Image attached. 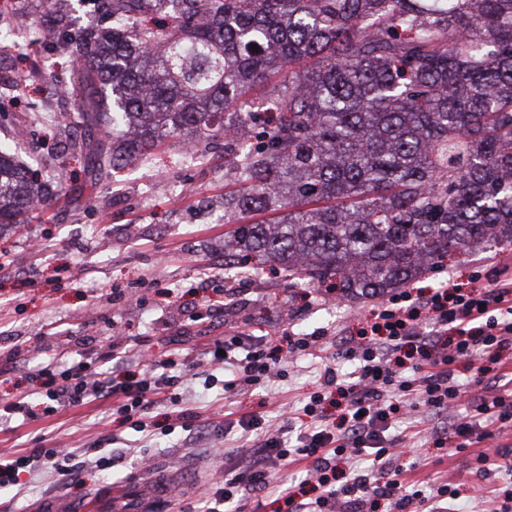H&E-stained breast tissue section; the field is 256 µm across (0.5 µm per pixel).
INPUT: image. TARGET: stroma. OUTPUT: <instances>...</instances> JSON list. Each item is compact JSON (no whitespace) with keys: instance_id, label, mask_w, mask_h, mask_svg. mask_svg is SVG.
Masks as SVG:
<instances>
[{"instance_id":"obj_1","label":"stroma","mask_w":512,"mask_h":512,"mask_svg":"<svg viewBox=\"0 0 512 512\" xmlns=\"http://www.w3.org/2000/svg\"><path fill=\"white\" fill-rule=\"evenodd\" d=\"M13 26L19 41H0V65L26 81L24 96L0 110V140L11 141L18 125L30 132L16 152L34 158L55 152L66 172V189L30 210L22 223L0 228V398L38 391L27 376L65 349L108 350L112 326L138 339L149 351H194L198 365L183 372L176 399L158 403L151 431L131 428L113 414L112 403L97 401L68 408L44 420L0 427V454L21 449L76 450L77 475L62 480L49 467L23 475L19 486L0 492L10 512H38L51 499L83 507L92 497L119 512H138L132 477L140 457L167 471L174 494L153 512H204L226 467L225 433H239L238 421L260 415L278 424L298 416L305 397L320 377L311 356L297 355L282 377L245 390L225 391L222 367L210 364L207 350L232 326L261 324L270 332L326 331V345L336 350L366 319L372 301L350 303L337 293L288 280L268 268H249L244 279L223 278L224 194L233 185L224 173L235 159L223 140L210 144L205 158L178 166L182 147L168 140L154 149L150 163L136 160L99 185L89 183L83 154L70 143L76 137L69 119L73 101L55 93L54 61L59 50L31 43L28 31L44 13L41 0H15ZM56 122H46V115ZM189 180L194 191L179 196L171 182ZM512 263V245L477 252L416 280V287L436 288L447 279L469 284L479 265ZM219 273L208 282L204 269ZM196 417L181 425L178 409ZM112 453V466L96 468L98 449ZM472 448L457 450L453 439L432 438L421 447H401L397 459L416 487L447 480L464 494L479 488L512 487V475H484ZM429 466H422V459Z\"/></svg>"}]
</instances>
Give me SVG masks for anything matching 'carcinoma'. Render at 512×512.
I'll list each match as a JSON object with an SVG mask.
<instances>
[{"label":"carcinoma","mask_w":512,"mask_h":512,"mask_svg":"<svg viewBox=\"0 0 512 512\" xmlns=\"http://www.w3.org/2000/svg\"><path fill=\"white\" fill-rule=\"evenodd\" d=\"M97 7L105 26L33 27L80 77L91 185L165 139L258 129L224 193V262L254 254L360 300L512 245V0ZM45 191L0 144V224Z\"/></svg>","instance_id":"cac0c4a2"}]
</instances>
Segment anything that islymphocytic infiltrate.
I'll list each match as a JSON object with an SVG mask.
<instances>
[{
  "label": "lymphocytic infiltrate",
  "mask_w": 512,
  "mask_h": 512,
  "mask_svg": "<svg viewBox=\"0 0 512 512\" xmlns=\"http://www.w3.org/2000/svg\"><path fill=\"white\" fill-rule=\"evenodd\" d=\"M113 336L111 352L82 354L62 369L52 360L35 370V377L49 378L46 391L36 400L23 395L1 402L0 423L36 422L108 398L138 428L149 427L150 410L178 383L174 368L193 366L194 359L188 352L146 354L121 331ZM240 348L236 334L215 340L209 350L212 363L230 374L224 382L228 391L282 374L300 353L317 359L322 374L302 408L305 420L295 447L283 445L287 427L263 425L255 416L241 421L238 469L216 489L207 512L226 505L249 512L250 503H261L269 469L277 463L302 466V483L312 492L307 502L286 495L289 512H371L378 503L390 512H460L452 484L408 490L393 449L437 436V428L415 424L411 415L420 407L436 415L452 412L464 393L456 378L461 363L474 364L475 382L491 381L497 390L473 398L469 414L453 417L449 427L459 447L477 449L476 461L485 471L498 470L507 456L503 449L484 446L512 430V362L506 357L512 349V277L499 267L487 270L478 289L448 282L424 292L392 294L371 309L365 328L346 337L344 349L336 353L326 352L316 334L298 337L284 350L270 335L259 337L241 357L236 354ZM132 358L146 364L142 376L124 381L112 376L110 362ZM342 359L354 365L345 379L336 369ZM398 422L404 428L396 434L392 427ZM74 456L64 448L0 456V488L20 485L23 473L46 464L59 475H72ZM341 461L348 464V475H341Z\"/></svg>",
  "instance_id": "obj_1"
}]
</instances>
